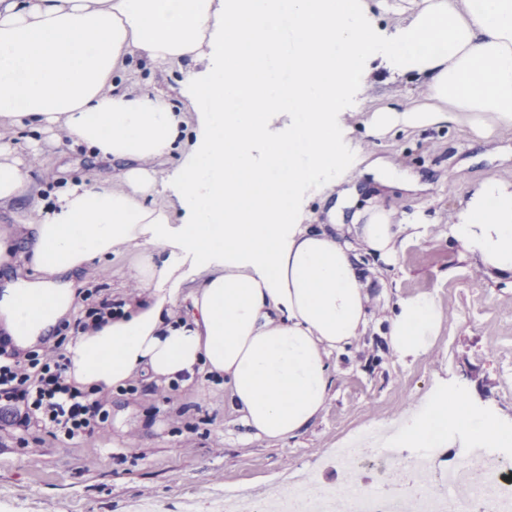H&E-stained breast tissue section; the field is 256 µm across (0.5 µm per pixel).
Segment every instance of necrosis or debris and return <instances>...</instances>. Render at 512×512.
I'll list each match as a JSON object with an SVG mask.
<instances>
[{
    "label": "necrosis or debris",
    "mask_w": 512,
    "mask_h": 512,
    "mask_svg": "<svg viewBox=\"0 0 512 512\" xmlns=\"http://www.w3.org/2000/svg\"><path fill=\"white\" fill-rule=\"evenodd\" d=\"M340 458L355 470L370 469V489L350 490L343 501L330 494L311 495L289 481L278 506L281 512H512V436L480 448L470 464L485 473L470 497L456 499L454 487L466 466L445 464L437 448H395L375 445L339 448Z\"/></svg>",
    "instance_id": "obj_1"
}]
</instances>
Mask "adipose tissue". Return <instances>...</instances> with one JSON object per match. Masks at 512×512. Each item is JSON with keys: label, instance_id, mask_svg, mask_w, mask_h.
I'll return each instance as SVG.
<instances>
[{"label": "adipose tissue", "instance_id": "adipose-tissue-1", "mask_svg": "<svg viewBox=\"0 0 512 512\" xmlns=\"http://www.w3.org/2000/svg\"><path fill=\"white\" fill-rule=\"evenodd\" d=\"M379 7L396 18L384 38L365 0H0V121L17 136L65 128L70 150L117 166L54 186L22 238L0 234V264L30 270L0 285L13 343L51 333L78 276L132 244L139 291L67 344L71 380L103 392L141 375L184 387L212 377L251 436H300L330 396L333 355L372 317L362 254L388 259L419 235L379 206L361 224L305 221V191L342 184L352 167L345 103L370 62L418 76L422 99L376 109L366 136L463 123L485 139L512 128V0ZM138 60L186 67L197 128L163 92L127 86ZM200 61L205 74L188 70ZM39 192L23 161L0 153V206ZM450 231L487 274L512 276V184L481 182ZM440 321L432 296L399 299L391 351L425 355ZM499 431L440 390L400 439L441 448Z\"/></svg>", "mask_w": 512, "mask_h": 512}]
</instances>
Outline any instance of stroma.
Here are the masks:
<instances>
[{"label":"stroma","mask_w":512,"mask_h":512,"mask_svg":"<svg viewBox=\"0 0 512 512\" xmlns=\"http://www.w3.org/2000/svg\"><path fill=\"white\" fill-rule=\"evenodd\" d=\"M374 81L346 102L351 149L358 168L382 160L419 176L423 190L405 196L365 177L354 209L379 204L424 217L421 240L395 257L364 259L372 269V319L354 346L336 354L335 384L320 417L300 436L273 442L250 436L238 414L224 407L222 382L203 388L159 385L144 377L112 391L108 418L91 434L68 441L0 421V512H221L228 494L261 500L290 478L336 483L333 465L341 443L390 431L440 389L464 392L472 408L512 426V277H492L449 232L470 189L497 178L512 183V129L479 141L459 124L364 135L363 121L381 105H408L420 95L412 78L391 79L380 62ZM185 73L139 68L135 88H156L185 112L196 113ZM36 151L21 150L34 180L52 188L65 177L107 170V163L37 137ZM137 254L95 263L88 287L95 300L126 294ZM433 295L443 311L430 351L401 360L389 349L387 318L397 298Z\"/></svg>","instance_id":"1"}]
</instances>
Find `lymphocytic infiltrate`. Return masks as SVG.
<instances>
[{"label": "lymphocytic infiltrate", "mask_w": 512, "mask_h": 512, "mask_svg": "<svg viewBox=\"0 0 512 512\" xmlns=\"http://www.w3.org/2000/svg\"><path fill=\"white\" fill-rule=\"evenodd\" d=\"M60 344L21 352L0 340V410L12 425L43 427L54 437L73 440L92 432L108 417V395H92L73 385Z\"/></svg>", "instance_id": "1"}]
</instances>
